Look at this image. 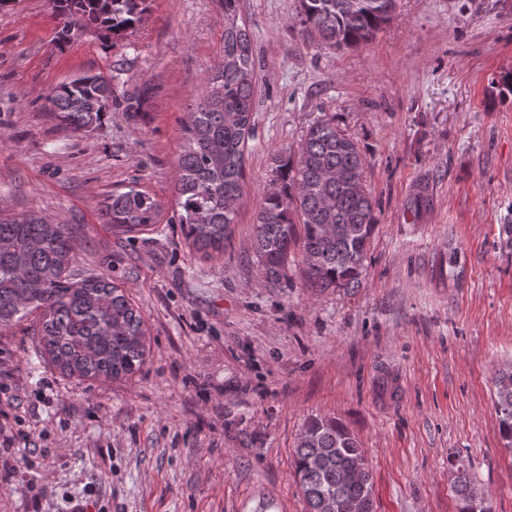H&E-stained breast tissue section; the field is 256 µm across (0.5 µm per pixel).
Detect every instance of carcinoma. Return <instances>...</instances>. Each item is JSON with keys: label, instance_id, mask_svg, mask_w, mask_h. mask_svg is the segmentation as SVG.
I'll list each match as a JSON object with an SVG mask.
<instances>
[{"label": "carcinoma", "instance_id": "1", "mask_svg": "<svg viewBox=\"0 0 512 512\" xmlns=\"http://www.w3.org/2000/svg\"><path fill=\"white\" fill-rule=\"evenodd\" d=\"M145 0H56L62 35L90 23L114 34L143 20ZM396 0H299L298 22L335 48L370 41L390 20ZM256 65L239 0H224V50L208 89L189 107L176 167L170 222L205 254L224 252L237 216L248 141L255 127ZM112 78L82 75L47 95L56 117L74 131L99 122L112 103ZM367 159L357 140L330 121L312 124L295 156L275 159L278 186L263 195L253 249L267 280L287 277L295 224L303 229L302 275L315 293L360 286L376 217L364 185ZM102 212L117 233L160 221L162 206L130 188L108 195ZM75 250L68 224L36 212L0 217V328L37 312L38 346L62 374L130 377L147 358L146 329L123 289L103 277L68 273ZM499 433L512 452V364L495 377ZM356 437L336 419L313 417L300 433L294 467L308 512H374L373 477L356 465ZM455 491L478 495L468 471L457 469Z\"/></svg>", "mask_w": 512, "mask_h": 512}]
</instances>
